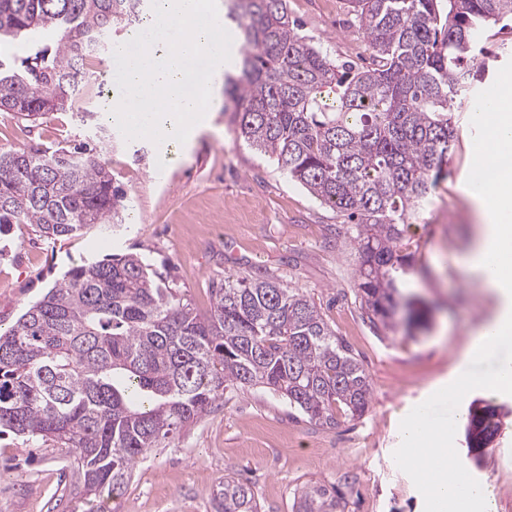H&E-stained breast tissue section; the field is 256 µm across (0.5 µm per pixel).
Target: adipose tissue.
<instances>
[{
    "label": "adipose tissue",
    "mask_w": 512,
    "mask_h": 512,
    "mask_svg": "<svg viewBox=\"0 0 512 512\" xmlns=\"http://www.w3.org/2000/svg\"><path fill=\"white\" fill-rule=\"evenodd\" d=\"M478 118L486 135L472 147L470 170L480 175L492 169L496 176L479 188L465 190L478 221L465 267L484 293L499 301L500 308L473 334L463 353L468 363L512 343V110L499 105ZM511 388L512 360H508L488 375L460 371L441 396L459 404L473 389L494 393ZM404 433L412 462L425 474L424 491L434 512H495L492 488L472 483L464 472L450 466L452 450L443 424L421 412L406 420Z\"/></svg>",
    "instance_id": "ef3b65f1"
}]
</instances>
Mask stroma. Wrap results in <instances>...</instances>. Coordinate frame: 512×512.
<instances>
[{"mask_svg":"<svg viewBox=\"0 0 512 512\" xmlns=\"http://www.w3.org/2000/svg\"><path fill=\"white\" fill-rule=\"evenodd\" d=\"M288 12L332 58L363 63L365 41L347 0H288ZM505 42L512 44L511 30L481 40L489 70L474 81L471 100L512 83ZM112 90L101 81L74 110L33 124L0 117L3 153L101 142L100 157L130 200L122 223L78 237L49 240L31 224L0 234V327L9 328L72 266L112 254L146 256L202 312L210 308L211 280L273 276L320 306L364 369L371 405L362 418L326 429L266 389L225 395L169 447L141 457L121 493L94 500L82 494L67 449L50 442L36 448L8 434L0 437V512H215L214 494L228 473L249 481L261 512H292L297 492L315 482L335 484L344 512H431L402 423L421 410L440 413L434 386L453 382L461 351L494 307L464 269L475 214L462 187L483 134L471 105L455 109L448 174L404 232L419 268L407 294L429 311L427 328L408 335L370 324L356 294L346 224L238 140L234 113L216 109L212 131L190 149L173 145L162 162L150 142L125 141L115 121L95 114ZM476 397L508 407L507 425L479 469L455 431L454 463L471 480L494 485L498 512H512V393Z\"/></svg>","mask_w":512,"mask_h":512,"instance_id":"1","label":"stroma"}]
</instances>
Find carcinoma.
Segmentation results:
<instances>
[{"instance_id": "obj_1", "label": "carcinoma", "mask_w": 512, "mask_h": 512, "mask_svg": "<svg viewBox=\"0 0 512 512\" xmlns=\"http://www.w3.org/2000/svg\"><path fill=\"white\" fill-rule=\"evenodd\" d=\"M146 0H0V113L32 123L73 109L112 32L142 26ZM367 66L300 33L287 0H231L241 52L224 76L238 136L350 225L361 309L396 331L414 272L405 224L448 164L454 106L488 63L480 37L512 21V0H349ZM59 33L54 45L40 36ZM127 192L87 144L0 153V230L33 224L57 240L121 221ZM200 312L137 253L68 269L0 331V434L70 449L85 496L115 495L134 463L166 448L246 387L281 396L332 428L371 403L367 375L317 304L274 277L209 285ZM497 407L472 404L467 457L499 435ZM216 512H260L251 486L224 477ZM336 487L305 486L296 512H338Z\"/></svg>"}]
</instances>
